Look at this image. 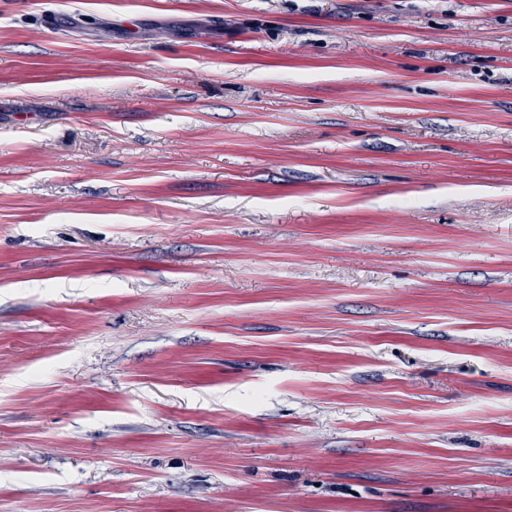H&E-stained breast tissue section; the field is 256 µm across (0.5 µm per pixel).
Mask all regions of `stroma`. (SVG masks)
<instances>
[{"instance_id":"35a3bbf8","label":"stroma","mask_w":512,"mask_h":512,"mask_svg":"<svg viewBox=\"0 0 512 512\" xmlns=\"http://www.w3.org/2000/svg\"><path fill=\"white\" fill-rule=\"evenodd\" d=\"M0 512H512V0H0Z\"/></svg>"}]
</instances>
